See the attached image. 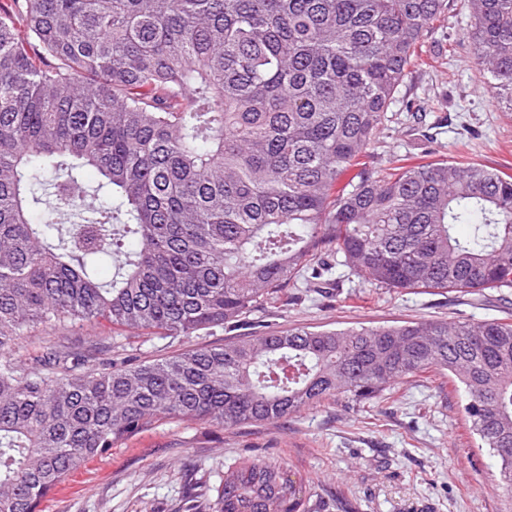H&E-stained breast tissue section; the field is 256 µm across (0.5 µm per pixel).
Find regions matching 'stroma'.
<instances>
[{
    "instance_id": "35a3bbf8",
    "label": "stroma",
    "mask_w": 512,
    "mask_h": 512,
    "mask_svg": "<svg viewBox=\"0 0 512 512\" xmlns=\"http://www.w3.org/2000/svg\"><path fill=\"white\" fill-rule=\"evenodd\" d=\"M464 0H449L422 62L366 162L385 174L412 158L473 161L512 174V108L483 78L467 40ZM512 313V289L479 294L398 292L347 275L322 288L298 282L233 329L192 338L144 336L108 324L66 329L73 348L100 344L135 362L288 327L375 326L407 320H485ZM275 457L307 485L306 512H512V496L465 421L454 384L431 374L398 384L389 399L356 407L330 401L278 424L221 429L163 421L96 457L42 504L44 512H192L197 490L233 461Z\"/></svg>"
}]
</instances>
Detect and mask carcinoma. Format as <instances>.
<instances>
[{"mask_svg": "<svg viewBox=\"0 0 512 512\" xmlns=\"http://www.w3.org/2000/svg\"><path fill=\"white\" fill-rule=\"evenodd\" d=\"M512 103V0H466ZM448 0L0 4V512L42 502L169 420L236 428L365 405L434 372L512 496V317L238 336L92 365L39 327L166 338L232 328L336 265L396 290L512 288V175L475 162L357 169ZM97 172L93 189L85 169ZM459 224L470 226L465 237ZM115 262L112 278L97 263ZM275 459L230 464L197 512H301Z\"/></svg>", "mask_w": 512, "mask_h": 512, "instance_id": "1", "label": "carcinoma"}]
</instances>
